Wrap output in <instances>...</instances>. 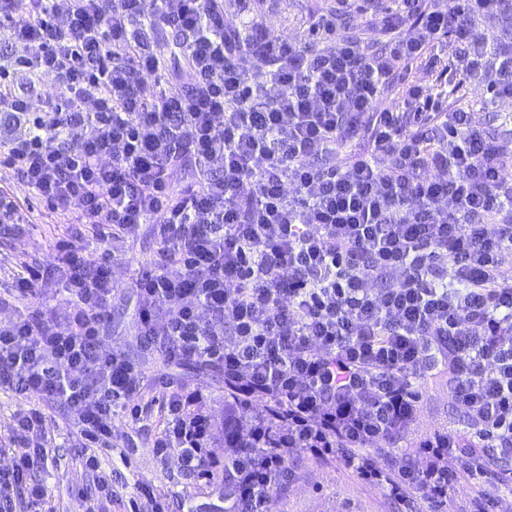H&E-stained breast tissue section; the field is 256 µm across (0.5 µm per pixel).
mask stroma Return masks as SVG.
Here are the masks:
<instances>
[{
  "mask_svg": "<svg viewBox=\"0 0 512 512\" xmlns=\"http://www.w3.org/2000/svg\"><path fill=\"white\" fill-rule=\"evenodd\" d=\"M335 8L336 0H233L224 14V24L229 27L235 25L237 19L256 16L262 20L267 33L287 38L302 48L309 44L307 30L314 16ZM337 32L368 43L376 52L384 49L387 39L386 22L378 11L342 16L337 22ZM449 79L455 90L448 98L449 103L470 111L474 125L512 147V99H490L485 93L484 80L469 79L458 70L452 72ZM0 187L10 190L23 202L28 220L20 235L0 225V297L5 300L10 297L13 275L19 265L34 263L45 272L40 310L64 313V281L55 269V244L72 233V225L66 216L36 200L27 186L4 169H0ZM106 249L113 253L111 270L116 291L105 312L104 349L125 353L142 369L147 379L142 393L148 411L147 420L136 433L132 432L124 414H116L112 419L114 451L102 460L103 469L112 473L120 497L111 510L123 512L124 500L138 497L140 487L144 486L161 500L167 512H211L212 507L221 502L222 482L186 474L181 471L177 457L163 462L154 453L158 405L152 400V383L163 376L210 387L215 394L214 419L220 425L224 421V376L188 360L166 366L161 351L137 336L133 319L135 297L126 284L135 270L152 268L159 256L160 243L151 225H141L125 239L107 246L95 240L85 243V252L92 257ZM30 403L44 410V427L53 443L48 467L35 471V479L46 483L55 512H93L101 505L95 488V473L82 464L74 438L65 430L64 405L39 394L33 395ZM440 421L455 429H464L465 411L444 390L434 388L425 394V410L417 430L425 432ZM293 461L294 477L288 484V493L273 495L272 512H392V503L379 490L366 487L341 466L321 465L303 454L295 455Z\"/></svg>",
  "mask_w": 512,
  "mask_h": 512,
  "instance_id": "35a3bbf8",
  "label": "stroma"
}]
</instances>
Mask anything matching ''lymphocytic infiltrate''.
Here are the masks:
<instances>
[{
    "label": "lymphocytic infiltrate",
    "mask_w": 512,
    "mask_h": 512,
    "mask_svg": "<svg viewBox=\"0 0 512 512\" xmlns=\"http://www.w3.org/2000/svg\"><path fill=\"white\" fill-rule=\"evenodd\" d=\"M224 0H0V163L79 229L57 245L62 316L37 310L40 267L21 265L0 325V390L23 406L0 470V512H53L32 474L49 451L31 395L63 401L96 467L112 417L139 423L144 376L102 352L114 287L107 243L150 224L158 262L135 272L140 334L167 341L169 360L220 370L233 395L223 462L210 452L209 390L161 386L160 458L232 484L228 512H268L291 456L340 463L408 512H441L454 485L478 492L462 512H489L512 493V151L438 106L449 57L466 75L496 73L512 98V51L491 55L474 31L512 0H338L342 12L385 9L392 33L370 52L336 35L306 52L279 36L224 26ZM176 20L190 82L166 74L151 33ZM425 57L429 88L383 104L391 76ZM58 80L45 98L43 80ZM370 119L366 147L346 131ZM197 183L175 190L177 167ZM465 409L464 430L439 427L376 449L416 424L428 389Z\"/></svg>",
    "instance_id": "f902f5d3"
}]
</instances>
